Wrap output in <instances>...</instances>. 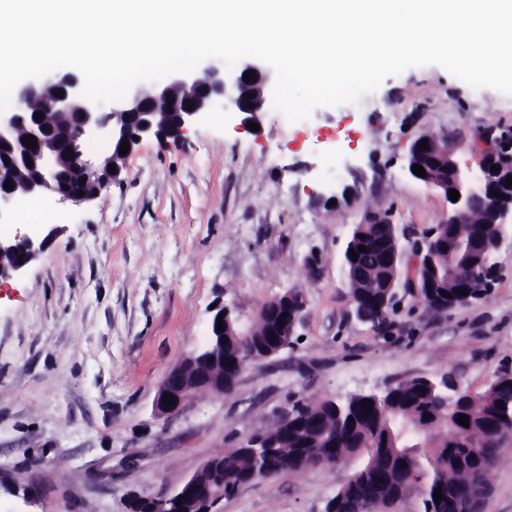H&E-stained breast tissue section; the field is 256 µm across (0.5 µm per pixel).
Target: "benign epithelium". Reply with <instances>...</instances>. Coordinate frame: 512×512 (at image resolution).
<instances>
[{"instance_id":"1","label":"benign epithelium","mask_w":512,"mask_h":512,"mask_svg":"<svg viewBox=\"0 0 512 512\" xmlns=\"http://www.w3.org/2000/svg\"><path fill=\"white\" fill-rule=\"evenodd\" d=\"M248 71L253 80L246 83L244 73ZM274 84L275 76L263 62L247 58L231 70L211 66L202 72L173 73L161 84L134 87L123 100L113 103L112 109L105 110L81 96L83 81L73 71L59 72L40 85L27 83L16 106L0 112V204L21 197L75 205L92 201L120 180L127 159L119 153L123 141H128L133 151L146 139H179L218 100L224 111L241 114L242 124L255 123ZM34 103L52 113V120H35L30 109ZM21 131L36 137L37 147L25 146L18 138ZM99 140L110 143L111 150L101 155L89 153L86 146ZM423 141L426 150L420 146ZM474 149L480 153L479 174L469 176L453 160L454 150L448 141L420 135L406 168L410 172L413 165L422 166L426 177L416 180L446 196L451 189L459 192L458 200L448 201V223H461L479 203L484 223L511 224L512 186L506 179L512 177V137L502 134L494 138L493 146L483 149L476 144ZM110 164L114 165L112 172ZM493 165L500 171L491 170ZM8 179L13 183L11 190L4 188ZM80 191L84 195H78ZM58 231L56 225L45 224L40 234L0 237V280L22 276ZM298 304L288 293L273 299L269 316L276 321L283 318L285 324L275 326L269 335H295L300 322ZM233 312L235 308L224 302L216 303L205 345L172 367L161 381L154 398L158 415L179 412L197 390L224 395V335L229 330L217 331V318L227 324ZM166 394L171 395L173 405H164ZM204 469L208 481L193 476L152 499L154 512H217L215 507L224 500V473L213 458Z\"/></svg>"}]
</instances>
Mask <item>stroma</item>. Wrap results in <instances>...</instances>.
<instances>
[{
    "mask_svg": "<svg viewBox=\"0 0 512 512\" xmlns=\"http://www.w3.org/2000/svg\"><path fill=\"white\" fill-rule=\"evenodd\" d=\"M259 125L218 105L179 141H143L122 182L65 207L22 279L0 282V512H128L131 496L177 488L295 402L412 378L480 393L512 372V224L484 298L435 313L405 295L380 333L354 314L343 271L370 214L389 211L411 240L447 219L444 194L405 169L415 138L448 137L478 172L466 145L512 130V95L427 65L295 122L264 110ZM288 291L306 299L288 350L249 364L227 395L155 413L165 373L205 343L211 304L236 306L246 333ZM350 472L248 483L219 509L326 512ZM481 512H512V438Z\"/></svg>",
    "mask_w": 512,
    "mask_h": 512,
    "instance_id": "obj_1",
    "label": "stroma"
}]
</instances>
